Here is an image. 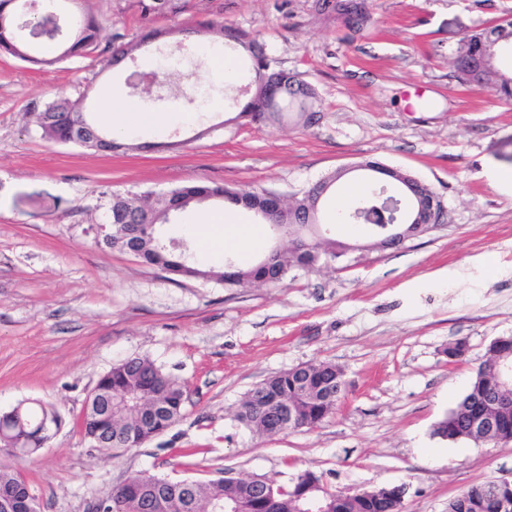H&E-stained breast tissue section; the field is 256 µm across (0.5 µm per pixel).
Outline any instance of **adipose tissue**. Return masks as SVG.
Instances as JSON below:
<instances>
[{
    "label": "adipose tissue",
    "mask_w": 512,
    "mask_h": 512,
    "mask_svg": "<svg viewBox=\"0 0 512 512\" xmlns=\"http://www.w3.org/2000/svg\"><path fill=\"white\" fill-rule=\"evenodd\" d=\"M101 112L109 122L113 137L118 139L125 138L133 128L171 125L178 121L174 115L163 117L156 112L136 111L115 94L104 98ZM185 233L194 242L201 260L212 267L217 266L219 257L227 248L242 251L255 241L253 228L240 221L233 205L220 211H197L195 220L186 226Z\"/></svg>",
    "instance_id": "ef3b65f1"
}]
</instances>
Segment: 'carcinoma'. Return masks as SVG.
I'll return each instance as SVG.
<instances>
[{
	"label": "carcinoma",
	"mask_w": 512,
	"mask_h": 512,
	"mask_svg": "<svg viewBox=\"0 0 512 512\" xmlns=\"http://www.w3.org/2000/svg\"><path fill=\"white\" fill-rule=\"evenodd\" d=\"M32 0H0V54L9 55L34 65L53 66L75 55H90L99 47L100 23L95 16L85 14L67 21L57 11L31 13ZM338 15H350L360 31L372 21L371 0H345ZM191 35L209 36L227 47H244L251 55L254 71V90L242 106L240 116L264 117L267 121L280 122L288 116L291 104H297L298 119L307 127L313 124L318 112L313 110L315 89L301 80L299 75L278 68L264 52L262 46L238 29L214 23L179 26L168 29H150L137 40L113 51L106 66L112 67L123 58L142 52L150 44ZM512 51V20L505 19L486 28L476 30L457 43L452 52L456 78L463 84L489 86L499 98L512 101V70L502 67V54ZM80 114L94 122L86 105V95L75 99L60 98L47 103L35 113V123L41 137L49 142H71L70 114ZM364 171L375 178L365 195L352 207L351 221L366 226L370 231L392 223L400 216L398 201L409 174L400 170L382 172L380 163L363 162ZM344 176L336 171L309 186L301 196L293 198L288 206L298 211L315 212L320 208V187L335 186ZM214 198H227L243 208L256 211L265 208L268 200L263 190H232L211 186L198 181L176 187L167 195L154 201L111 194L107 221L113 225L112 247L124 246L119 234L121 225L142 206L150 207L149 223L139 228L136 249L144 262L160 267L172 274H181L180 258L169 250L158 247L157 226L167 224L170 215L192 204ZM313 263L309 251L282 250L279 258L281 274L268 277V271L259 262L247 269L234 267L233 275L227 270L189 267V272L203 280H215L230 286L262 283L276 286L283 282L295 268L306 269ZM495 384L490 361L478 367L467 392L448 414L437 423L434 434L455 442L466 439L465 429L475 409L465 401L477 392L486 391ZM97 385L105 391L84 410L78 427L84 439L99 434L103 443L99 450L115 453L122 449L136 448L171 428L182 416L186 401V385L163 372L146 357L129 358L106 372ZM336 365L328 362L307 363L273 375L254 387L240 405L238 418L259 434L274 432V415L281 403L293 402L299 409L296 428H314L336 412ZM57 412L40 403L23 407L21 414L4 420L5 428L17 436L29 439L33 448L41 447L43 438L37 436L43 417H53ZM112 437H107V430ZM0 486L24 490L26 480L11 465L0 463ZM349 499L347 512H383L374 499L362 491L347 493L337 491ZM107 512H145L147 501H164L168 512H264L257 504L253 483L241 478L228 477L203 484L196 481H172L155 475H137L121 488L104 496Z\"/></svg>",
	"instance_id": "obj_1"
}]
</instances>
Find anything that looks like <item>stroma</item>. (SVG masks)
I'll list each match as a JSON object with an SVG mask.
<instances>
[{
    "instance_id": "stroma-1",
    "label": "stroma",
    "mask_w": 512,
    "mask_h": 512,
    "mask_svg": "<svg viewBox=\"0 0 512 512\" xmlns=\"http://www.w3.org/2000/svg\"><path fill=\"white\" fill-rule=\"evenodd\" d=\"M141 0H62L101 22L98 50L36 68L0 57V414L38 400L63 424L15 467L41 512H92L128 476L148 471L208 482L262 476L287 487L309 470L332 489L407 484L405 512H448L468 487L512 477V444L449 442L434 428L468 389L492 340L512 336V103L464 86L450 53L464 33L512 18V0H372L373 20L349 31L317 0H175L144 15ZM201 19L263 43L276 66L315 87L320 119L255 123L239 111L253 88L248 53L234 49L233 81L180 43L105 69L114 47L142 27ZM162 73L150 90L126 81L146 60ZM145 111L191 115L140 128L127 152L41 139L29 113L58 97L105 88ZM372 159L430 186L445 226L402 248L370 249V235L320 221L354 251L330 267L296 269L278 286L176 276L107 247L99 234L110 194L141 197L205 181L282 197ZM257 245L224 262L254 264L281 238L252 211ZM465 341L466 354L445 350ZM146 357L187 385L182 416L140 447L101 453L76 423L99 378ZM343 371L344 393L321 426L273 436L237 413L267 377L305 363Z\"/></svg>"
}]
</instances>
